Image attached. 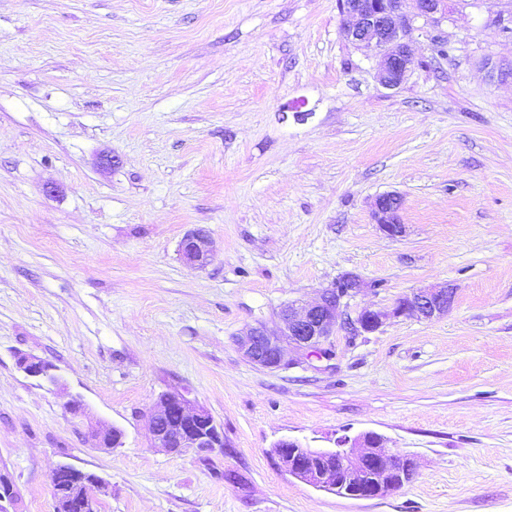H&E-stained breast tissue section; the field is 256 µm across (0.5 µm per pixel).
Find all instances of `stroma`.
<instances>
[{
    "mask_svg": "<svg viewBox=\"0 0 512 512\" xmlns=\"http://www.w3.org/2000/svg\"><path fill=\"white\" fill-rule=\"evenodd\" d=\"M416 20L397 88L337 0H0V472L9 512H54L51 474L102 477L98 512H512V34L504 0ZM446 55H438V45ZM402 198L403 237L376 199ZM205 229L210 265H183ZM356 308L456 290L448 315L333 339L316 367L250 364L345 274ZM51 362L61 387L17 356ZM178 390L225 447H152ZM84 408L70 410V399ZM124 445L94 449L96 423ZM373 431L415 479L354 500L283 472L273 445ZM400 200L397 194H386L380 196L376 202L374 218L380 230L391 238L401 237L404 232V225L400 224L398 218Z\"/></svg>",
    "mask_w": 512,
    "mask_h": 512,
    "instance_id": "obj_1",
    "label": "stroma"
}]
</instances>
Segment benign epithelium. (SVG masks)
Listing matches in <instances>:
<instances>
[{"label":"benign epithelium","instance_id":"7a95c632","mask_svg":"<svg viewBox=\"0 0 512 512\" xmlns=\"http://www.w3.org/2000/svg\"><path fill=\"white\" fill-rule=\"evenodd\" d=\"M406 0H340L343 30L347 37L376 64L379 83L387 89L398 87L407 72L406 39L414 30V18L405 13ZM417 16L437 23L445 12V0H418ZM400 196L382 195L377 199L374 218L382 232L391 238L402 236L398 211ZM181 255L193 269L206 267L212 257L211 241L202 228L188 231L181 242ZM345 292L332 288L323 292L320 302L297 308L288 304L281 309L282 326L270 333L259 323L248 327L239 338V347L252 364L279 370L335 358L331 336L340 327L354 336L378 331L391 318L412 316L432 320L448 313L455 302L450 286L429 288L400 297L389 310L364 308L355 315L343 309L360 291V279L348 274L341 279ZM292 348L287 357L284 346ZM18 367L29 377L52 385L59 382L49 362L35 356H22ZM148 431L153 447L172 453L186 449L224 448V433L213 416L179 392L162 394L150 410ZM124 432L99 424L93 429V448L110 452L122 444ZM280 468L315 488L340 496L371 500L388 496L411 482L417 473L414 458L386 451V439L365 432L351 439L344 437L334 448H309L294 439H282L274 445ZM72 465L62 463L51 475L55 512H96L97 494L105 488L98 477L91 485L63 483Z\"/></svg>","mask_w":512,"mask_h":512}]
</instances>
